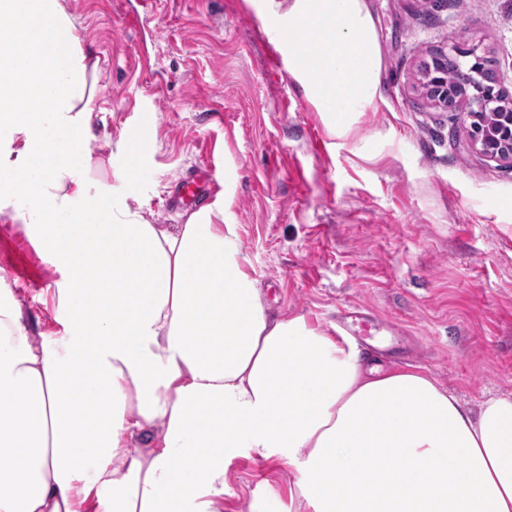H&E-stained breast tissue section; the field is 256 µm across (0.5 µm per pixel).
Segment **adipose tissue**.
<instances>
[{
  "mask_svg": "<svg viewBox=\"0 0 512 512\" xmlns=\"http://www.w3.org/2000/svg\"><path fill=\"white\" fill-rule=\"evenodd\" d=\"M331 135L382 98L367 0H262ZM90 59L63 0H0V216L66 279L60 336L0 288V512H224L242 454L299 512H512V397L467 409L419 369L276 318L223 200L149 223L96 162Z\"/></svg>",
  "mask_w": 512,
  "mask_h": 512,
  "instance_id": "obj_1",
  "label": "adipose tissue"
}]
</instances>
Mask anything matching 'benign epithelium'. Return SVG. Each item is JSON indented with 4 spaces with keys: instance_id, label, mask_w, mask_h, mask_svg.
<instances>
[{
    "instance_id": "7a95c632",
    "label": "benign epithelium",
    "mask_w": 512,
    "mask_h": 512,
    "mask_svg": "<svg viewBox=\"0 0 512 512\" xmlns=\"http://www.w3.org/2000/svg\"><path fill=\"white\" fill-rule=\"evenodd\" d=\"M494 80L484 73L473 92L457 97H448L447 79L427 72V86L430 96L444 106L462 102L472 130L474 147L485 157L512 168V98L509 106H503V91L493 86Z\"/></svg>"
}]
</instances>
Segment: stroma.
Listing matches in <instances>:
<instances>
[{
	"label": "stroma",
	"mask_w": 512,
	"mask_h": 512,
	"mask_svg": "<svg viewBox=\"0 0 512 512\" xmlns=\"http://www.w3.org/2000/svg\"><path fill=\"white\" fill-rule=\"evenodd\" d=\"M98 58L96 153L87 177L119 196L128 132L149 149L138 187L153 224L200 168L218 178L248 268L270 311L334 330L338 311L370 314L367 361L410 364L470 408L512 397V170L475 151L461 112L427 103L437 50L483 59L512 94V0H368L380 43L383 102L331 137L290 74L271 73L273 21L248 0H64ZM65 279L39 241L0 220V286L27 324L55 336ZM294 475L242 455L226 474L224 512H288Z\"/></svg>",
	"instance_id": "obj_1"
}]
</instances>
